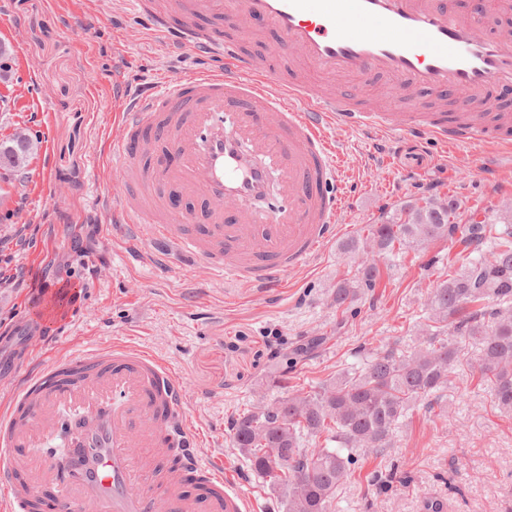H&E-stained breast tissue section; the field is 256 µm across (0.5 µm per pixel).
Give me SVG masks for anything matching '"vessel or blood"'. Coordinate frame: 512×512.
<instances>
[{
	"label": "vessel or blood",
	"mask_w": 512,
	"mask_h": 512,
	"mask_svg": "<svg viewBox=\"0 0 512 512\" xmlns=\"http://www.w3.org/2000/svg\"><path fill=\"white\" fill-rule=\"evenodd\" d=\"M182 20L151 16L167 46L205 67L124 95L112 155V221L131 253L159 244L160 263L203 261L277 297L288 271L336 238L348 197L328 128L382 129L452 145L512 140V43L495 37L512 0H181ZM205 17L214 23L197 31ZM275 31L308 79L284 82L241 54L225 27ZM379 87L453 97L456 112L359 107ZM184 384L154 354L122 344L81 351L25 374L0 411V512H253L220 460H205L181 411ZM71 412L88 426L44 447ZM201 489L186 495L188 477Z\"/></svg>",
	"instance_id": "obj_1"
}]
</instances>
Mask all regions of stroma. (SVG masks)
I'll list each match as a JSON object with an SVG mask.
<instances>
[{"label":"stroma","mask_w":512,"mask_h":512,"mask_svg":"<svg viewBox=\"0 0 512 512\" xmlns=\"http://www.w3.org/2000/svg\"><path fill=\"white\" fill-rule=\"evenodd\" d=\"M276 33L239 39L242 53L262 59L281 80L294 79L298 59L277 57ZM0 142L26 133L33 148L26 167L0 166V403L28 369L24 357L38 338L42 365L53 355L114 342L148 349L185 382L182 406L202 436L203 457L220 456L254 499L258 512L279 501L233 448L229 419L268 391L275 372L314 384L355 365L359 346L395 336L414 344L430 292L469 260L458 244L437 239L378 256L382 278L356 310L338 315L330 293L346 271L339 244L365 234L401 207L426 197L456 204L502 223L512 202V144L448 148L429 139L334 127L354 198L338 218L336 240L288 273L279 297L213 274L207 263L185 272L178 261L154 265L151 246L126 261L127 240L107 227L117 181L109 143L118 130L122 90L145 77L200 67L151 34L127 0H0ZM69 283L79 299L52 310L41 277ZM45 325L35 335L33 319ZM324 345L296 354L313 337ZM480 351L467 345L444 392L446 413L419 407L405 420L389 456L362 463L336 499L335 512H512V414L491 403L476 377ZM398 466L404 482L369 486L365 472Z\"/></svg>","instance_id":"stroma-1"}]
</instances>
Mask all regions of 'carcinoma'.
Wrapping results in <instances>:
<instances>
[{
    "label": "carcinoma",
    "instance_id": "cac0c4a2",
    "mask_svg": "<svg viewBox=\"0 0 512 512\" xmlns=\"http://www.w3.org/2000/svg\"><path fill=\"white\" fill-rule=\"evenodd\" d=\"M32 141L18 136L0 144V162L26 165ZM454 209L424 204L400 210L396 220L370 224L367 235L341 243L349 271L332 291L336 310L346 313L376 288L381 274L362 253L394 254L413 243L448 239L473 253L464 270L433 289L424 317V336L412 346L395 336L366 351L360 366L307 388L288 386L283 374L269 385L285 390L232 417L233 446L255 475L283 496L285 512H333L338 491L353 477L359 461L385 456L395 431L410 411L439 406L448 372L461 347L479 346V382L491 402L512 413V224H457ZM322 441L303 447L305 438ZM334 447H329V444ZM397 473L374 469L371 486L387 488Z\"/></svg>",
    "mask_w": 512,
    "mask_h": 512
}]
</instances>
